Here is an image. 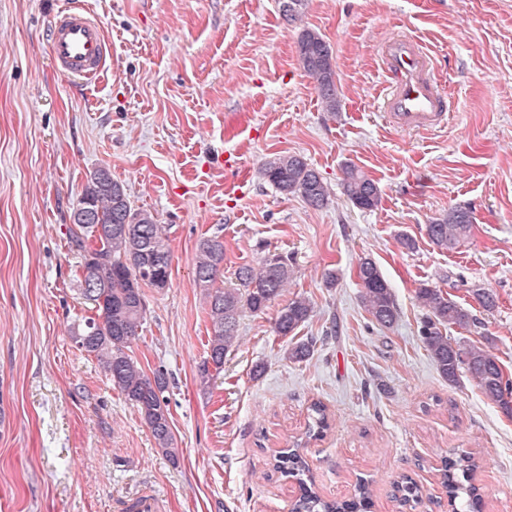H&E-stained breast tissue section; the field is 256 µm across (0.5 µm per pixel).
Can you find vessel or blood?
Listing matches in <instances>:
<instances>
[{"label":"vessel or blood","mask_w":512,"mask_h":512,"mask_svg":"<svg viewBox=\"0 0 512 512\" xmlns=\"http://www.w3.org/2000/svg\"><path fill=\"white\" fill-rule=\"evenodd\" d=\"M49 57L71 78L93 79L104 69L107 43L101 24L84 8L65 7L50 26ZM387 93L385 118L398 131L417 133L447 125L452 109L432 76L433 64L414 38L395 34L380 45Z\"/></svg>","instance_id":"vessel-or-blood-1"}]
</instances>
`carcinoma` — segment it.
<instances>
[{"label": "carcinoma", "instance_id": "1", "mask_svg": "<svg viewBox=\"0 0 512 512\" xmlns=\"http://www.w3.org/2000/svg\"><path fill=\"white\" fill-rule=\"evenodd\" d=\"M306 0H282L281 11L287 21L299 19ZM296 55L304 75L318 91L324 110L332 115L340 108L336 85V65L331 45L316 31L301 30L296 41ZM260 177L281 193L296 194L309 206L321 208L328 203L329 190L318 171L297 154H281L262 164ZM343 194L353 206L373 210L381 201L377 183L359 167L347 163L341 181ZM73 244L84 253L81 294L93 306L95 316L88 317L73 331L72 339L87 354L95 357L107 376L143 416L159 450L173 462L178 448L170 424L166 372L158 369L147 376L128 354L138 336L146 313L143 287L170 284L171 255L163 226L153 215L135 209L125 187L112 179L106 168L93 171L86 180L76 209ZM474 224L472 210L454 207L448 214L426 225L429 241L441 250L454 248L468 239ZM196 262V280L206 288L212 336L207 357L199 366L202 380L210 378V369L220 370L225 354L234 346L239 320L244 310L264 313L274 307L290 279L288 257L268 253L256 265L239 267L238 288H221L217 280L224 264V243L217 239L200 242ZM360 301L365 311L382 327L392 326L398 318L394 294L376 262L362 258L356 270ZM417 298L427 310L422 342L440 376L455 385L461 377L473 381L483 397L507 417H512V378L507 375L493 350L480 343L452 344L443 329L450 326L469 328L476 319L469 310L443 291L421 286ZM313 304L306 297H295L277 308L274 332L282 337H296V330L308 322ZM313 352L308 340H298L288 348V359L301 362ZM312 424L306 438L323 437L329 429L325 405H310ZM275 468L284 476L297 479L301 494L294 512H368L370 497L366 486L357 489L354 499L338 502L323 499L308 486L304 476L308 466L296 448H282L275 456ZM476 465L467 454L444 465V479L450 496L468 497L467 512H478L480 497L469 484Z\"/></svg>", "mask_w": 512, "mask_h": 512}]
</instances>
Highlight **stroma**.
Returning <instances> with one entry per match:
<instances>
[{
	"label": "stroma",
	"instance_id": "stroma-1",
	"mask_svg": "<svg viewBox=\"0 0 512 512\" xmlns=\"http://www.w3.org/2000/svg\"><path fill=\"white\" fill-rule=\"evenodd\" d=\"M80 2L109 46L88 83L49 58L63 0H0V512H132L150 494L160 512H289L298 483L275 470L274 454L303 437L317 400L330 428L302 453L323 499L349 498L362 482L373 512H452L441 469L466 452L482 512H512V419L468 379L439 375L416 296L426 284L470 309L477 326L448 337L490 338L512 372V0H306L296 23L279 0ZM304 27L333 49L337 114L298 65ZM396 32L434 56L455 102L447 128L408 134L381 120L378 43ZM282 153L321 174L326 206L258 177ZM347 163L378 183L376 210L343 195ZM102 167L169 236L170 286L145 288L129 353L146 374L167 372L174 462L71 339L93 314L71 214ZM458 205L472 209L473 235L438 249L426 226ZM207 238L224 244L228 288L240 266L288 257L284 299L314 304L295 336L318 339L306 361L288 360L292 339L274 333L272 313L247 311L223 368L201 384L212 325L195 263ZM363 256L393 290V327L360 302ZM481 291L496 295L493 310L478 305ZM403 476L421 487L418 500L401 501Z\"/></svg>",
	"mask_w": 512,
	"mask_h": 512
}]
</instances>
